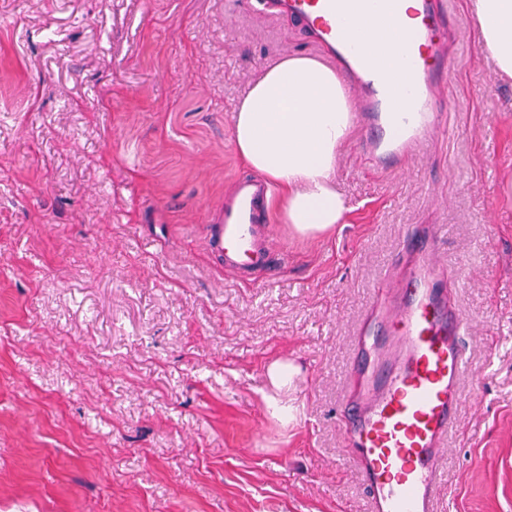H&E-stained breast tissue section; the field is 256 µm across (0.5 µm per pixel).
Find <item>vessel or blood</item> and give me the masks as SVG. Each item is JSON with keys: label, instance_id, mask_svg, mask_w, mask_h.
<instances>
[{"label": "vessel or blood", "instance_id": "obj_1", "mask_svg": "<svg viewBox=\"0 0 512 512\" xmlns=\"http://www.w3.org/2000/svg\"><path fill=\"white\" fill-rule=\"evenodd\" d=\"M271 16L299 18L316 43L341 64L355 90L356 123L379 172L400 170L446 124L435 108L452 66L443 46L445 0H393L414 24L396 42L406 56L397 74L351 42L345 0H257ZM269 184L235 179L216 208L208 247L239 281L274 267L283 249L269 227ZM435 236L413 233L403 242L409 264L401 278L382 273L373 289L369 325L351 364L360 384L342 424L343 442L368 492L371 512H440L448 432L457 421L459 384L468 371L467 323L445 284L448 268Z\"/></svg>", "mask_w": 512, "mask_h": 512}]
</instances>
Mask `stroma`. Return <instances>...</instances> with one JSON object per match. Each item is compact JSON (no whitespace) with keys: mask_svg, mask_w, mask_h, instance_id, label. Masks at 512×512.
Here are the masks:
<instances>
[{"mask_svg":"<svg viewBox=\"0 0 512 512\" xmlns=\"http://www.w3.org/2000/svg\"><path fill=\"white\" fill-rule=\"evenodd\" d=\"M467 0L445 35L448 128L389 175L351 134V205L326 237L281 217L276 280L207 246L248 173L233 107L263 68L318 55L252 0H0V512H369L340 425L379 275L415 225L469 330L439 502L512 512V79ZM299 366L292 418L267 370ZM295 373L296 367L290 362L275 361L269 366L268 376L275 394L268 395L266 402L274 415L288 413L289 416L292 413L293 408L290 405L288 406V404L282 403L283 401L279 395L284 392L285 387L288 386Z\"/></svg>","mask_w":512,"mask_h":512,"instance_id":"35a3bbf8","label":"stroma"}]
</instances>
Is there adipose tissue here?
Listing matches in <instances>:
<instances>
[{"mask_svg": "<svg viewBox=\"0 0 512 512\" xmlns=\"http://www.w3.org/2000/svg\"><path fill=\"white\" fill-rule=\"evenodd\" d=\"M481 51L512 74V0H474ZM233 143L251 169L280 190L285 223L323 237L350 207L336 189V165L352 127L350 89L330 64L291 55L263 69L234 108Z\"/></svg>", "mask_w": 512, "mask_h": 512, "instance_id": "obj_1", "label": "adipose tissue"}]
</instances>
